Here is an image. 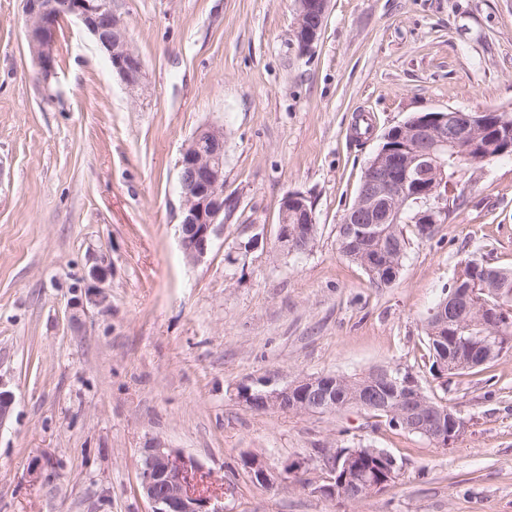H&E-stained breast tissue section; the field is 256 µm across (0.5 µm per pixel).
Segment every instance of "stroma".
I'll return each instance as SVG.
<instances>
[{
	"label": "stroma",
	"instance_id": "stroma-1",
	"mask_svg": "<svg viewBox=\"0 0 512 512\" xmlns=\"http://www.w3.org/2000/svg\"><path fill=\"white\" fill-rule=\"evenodd\" d=\"M146 68L131 93L75 18L38 80L22 0H0V512H148L153 439L194 457L224 512H512V351L431 373L429 311L462 263L512 269V156L467 166L429 240L404 224L397 280L377 288L336 229L384 133L449 107L512 111V0H329L301 54L293 0H116ZM224 128V231L205 259L179 243L178 161ZM311 202L306 252L277 248L280 206ZM108 271L103 306L84 304ZM467 423L444 448L357 408L256 411L241 388L378 367ZM368 445L398 479L321 495L327 453ZM259 455L274 486L253 482Z\"/></svg>",
	"mask_w": 512,
	"mask_h": 512
}]
</instances>
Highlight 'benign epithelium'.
<instances>
[{
    "label": "benign epithelium",
    "instance_id": "benign-epithelium-1",
    "mask_svg": "<svg viewBox=\"0 0 512 512\" xmlns=\"http://www.w3.org/2000/svg\"><path fill=\"white\" fill-rule=\"evenodd\" d=\"M329 0H295L291 36L301 53H308L318 40ZM28 29V49L37 73L48 81L56 70L55 35L59 21L74 17L82 22L106 51L114 70L130 90L143 85L145 66L128 35V23L114 8V0H23ZM512 154V117L505 110H439L409 118L388 130L369 161L355 204L341 220L346 226L343 244L349 251L371 235L376 224H397L404 209L424 232L447 222L448 201L457 193V183L448 179L444 156L460 157L469 163ZM182 188V221L179 242L186 259L201 261L212 240L224 230V128L206 124L185 144L178 161ZM313 206L299 192L288 193L281 205L279 248L291 252L314 236ZM370 266L384 280L395 281L400 265L380 253ZM476 289L464 288L433 308L427 318L434 332L458 336L478 321L508 334L512 328L496 310L475 309ZM336 384L333 374L299 378L282 387L265 388L254 394L247 390L248 406L310 413L308 403L325 398ZM421 393L410 382L404 391L402 408L410 429L423 433L440 447L453 445L465 432L466 424L451 419L448 425L432 427L419 414ZM14 397L0 380V427L12 416ZM373 457L391 465L379 471L361 467L359 453L345 458L338 450L326 458L329 478L319 487L328 498L360 500L384 492L397 479L399 469L384 450ZM244 467L258 484L272 486L275 478L258 456L244 457ZM199 464L160 440L143 449L139 466V492L150 503L151 512H224L218 498L196 489Z\"/></svg>",
    "mask_w": 512,
    "mask_h": 512
}]
</instances>
